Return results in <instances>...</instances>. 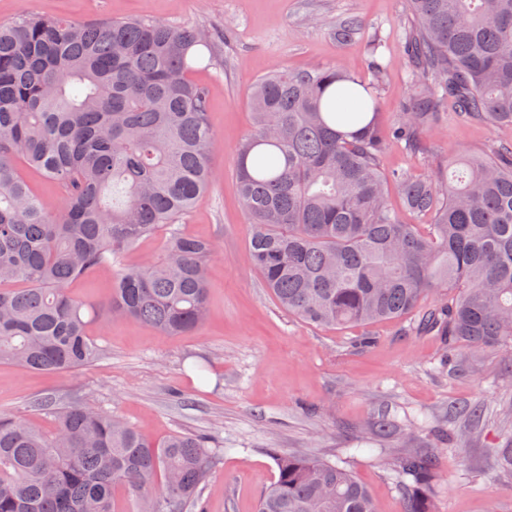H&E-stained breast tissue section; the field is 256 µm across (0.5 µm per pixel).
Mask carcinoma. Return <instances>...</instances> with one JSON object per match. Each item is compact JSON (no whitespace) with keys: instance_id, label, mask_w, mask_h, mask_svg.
Returning <instances> with one entry per match:
<instances>
[{"instance_id":"obj_1","label":"carcinoma","mask_w":512,"mask_h":512,"mask_svg":"<svg viewBox=\"0 0 512 512\" xmlns=\"http://www.w3.org/2000/svg\"><path fill=\"white\" fill-rule=\"evenodd\" d=\"M410 79L418 89L384 125L375 87L342 67L288 70L253 85L254 123L236 153L250 218L248 261L279 305L323 328H352L415 311L445 346L512 353V145L448 157L434 175L387 174L386 140L421 147L439 120L512 125V0H408ZM224 38L138 19L75 22L27 11L0 23V363L65 373L93 363L85 304L67 286L115 268L109 309L166 336L199 327L208 310L215 241L174 227L215 179L208 90L198 47ZM353 84L363 124L342 132L326 91ZM54 183L50 209L29 174ZM400 189L407 224L388 204ZM166 233L158 262L128 267L126 251ZM46 435L0 417V512H114L115 487L155 512L199 507L224 448L208 435L156 441L85 400L64 407ZM278 478L256 512H379L347 468L272 449ZM438 454L394 459L403 512H433Z\"/></svg>"}]
</instances>
